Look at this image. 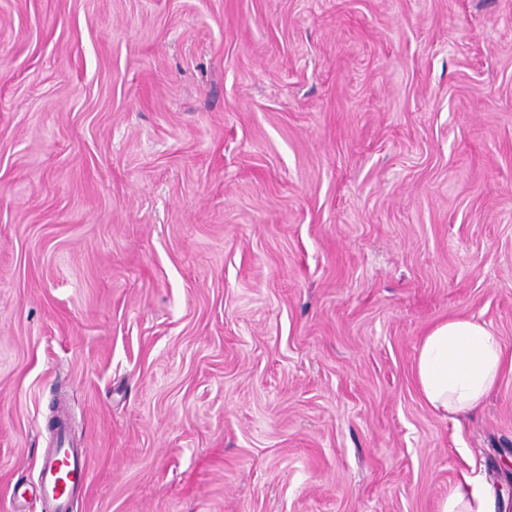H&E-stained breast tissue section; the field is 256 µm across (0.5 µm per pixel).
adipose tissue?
Listing matches in <instances>:
<instances>
[{"label": "adipose tissue", "mask_w": 512, "mask_h": 512, "mask_svg": "<svg viewBox=\"0 0 512 512\" xmlns=\"http://www.w3.org/2000/svg\"><path fill=\"white\" fill-rule=\"evenodd\" d=\"M413 372L429 409L457 422L479 411L501 376L512 372V355L483 323L454 316L422 336ZM497 507L495 489L475 474L449 486L438 512H496Z\"/></svg>", "instance_id": "obj_1"}]
</instances>
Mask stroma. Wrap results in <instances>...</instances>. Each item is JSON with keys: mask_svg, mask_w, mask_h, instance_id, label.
<instances>
[{"mask_svg": "<svg viewBox=\"0 0 512 512\" xmlns=\"http://www.w3.org/2000/svg\"><path fill=\"white\" fill-rule=\"evenodd\" d=\"M512 0H0V512H436L512 448ZM512 372V355L487 327L470 316H454L432 326L419 341L414 379L429 409L459 422L479 411ZM61 476L64 480H61ZM89 480L87 454L74 448L67 429L56 434V444L42 459L38 489L46 512H69V497L75 487H84Z\"/></svg>", "mask_w": 512, "mask_h": 512, "instance_id": "stroma-1", "label": "stroma"}]
</instances>
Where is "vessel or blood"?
<instances>
[{
    "label": "vessel or blood",
    "instance_id": "obj_1",
    "mask_svg": "<svg viewBox=\"0 0 512 512\" xmlns=\"http://www.w3.org/2000/svg\"><path fill=\"white\" fill-rule=\"evenodd\" d=\"M88 480L86 453L72 446L67 430H58L55 446L42 459L38 481L46 512H69L71 491L86 486Z\"/></svg>",
    "mask_w": 512,
    "mask_h": 512
}]
</instances>
